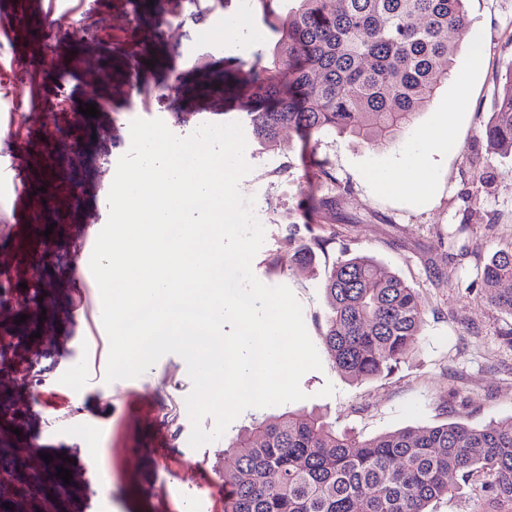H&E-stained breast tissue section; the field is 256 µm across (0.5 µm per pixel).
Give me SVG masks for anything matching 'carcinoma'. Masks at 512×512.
<instances>
[{
  "label": "carcinoma",
  "instance_id": "1",
  "mask_svg": "<svg viewBox=\"0 0 512 512\" xmlns=\"http://www.w3.org/2000/svg\"><path fill=\"white\" fill-rule=\"evenodd\" d=\"M276 35L272 55L224 63V86L248 84L253 140L282 146L295 131L305 176L318 186L307 208L331 212L341 184L317 156L324 134L367 147L400 140L448 82L469 23L464 0H295L285 16L259 0ZM498 85L482 137L512 156V64ZM336 231L311 234L290 261L311 267ZM500 313L512 318V245L492 251L478 273ZM329 305L322 341L354 381L390 374L416 349L423 312L402 278L363 255H345L324 280ZM224 471V512H433L452 493L449 477L483 478L491 504H512V416L474 427L459 421L374 438L338 432L316 412L288 410L237 436Z\"/></svg>",
  "mask_w": 512,
  "mask_h": 512
}]
</instances>
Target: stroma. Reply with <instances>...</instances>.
<instances>
[{"instance_id":"stroma-1","label":"stroma","mask_w":512,"mask_h":512,"mask_svg":"<svg viewBox=\"0 0 512 512\" xmlns=\"http://www.w3.org/2000/svg\"><path fill=\"white\" fill-rule=\"evenodd\" d=\"M208 10L193 22L197 7ZM172 24L130 21L107 27V18L131 13L130 0H0V59L26 55L35 64L28 74L7 69L0 95L12 98L19 81L32 87L31 106L45 118V126H25L20 138L29 158H39L49 143L73 144L72 115L87 101L88 70L74 66V44L54 45V68L38 63L27 26L42 27L64 21L78 25L97 15L104 22L95 33L106 54L119 57L139 47V33H150V55L167 59L166 71L155 85L139 88L115 77L94 120L103 137L86 144L87 155L66 172L65 192L80 199L62 238L64 264L57 272L56 296L66 314L51 340L31 347L9 330L11 300L0 303V390L22 416L21 433L0 426V442L36 447L41 455L33 467L15 472L0 485V501L19 504L27 512H183L186 493H193V512H224L223 470L233 465L225 450L233 437L252 421L272 415V408L245 410L215 442L191 447L192 424L178 413L180 397L190 394L192 381L184 359L163 356L144 374L106 382L107 354L96 351L106 331L77 295L73 281L83 280L86 293L99 297L92 273H78L76 256L87 232L86 213L98 216L97 227L109 217L108 193L119 158L131 143L134 119H161L176 136L186 137L205 123L245 122L246 96L226 104L223 113L199 111L198 99L185 95L183 81H201L217 74L224 59L270 53L275 35L259 0H173ZM472 31L481 36L484 64L471 65V42L460 41L453 75L441 88L413 131L395 147H365L337 134L321 136L319 157L329 161L343 189L336 194L335 213L315 217L318 227L338 232L328 253L318 255L314 268L289 260L286 215L310 193L297 168L295 133L283 130V148L261 149L248 142L245 158L251 172L240 191L255 197L254 213L265 228L264 242L252 260L255 277L269 286H288L303 307V320L314 345L329 307L323 282L343 251L372 257L415 289L423 311L418 349L387 376L355 382L343 376L327 351L319 353L322 368L305 373L298 401L301 409L316 410L337 430L371 438L388 432L430 426L458 419L471 426L512 416V345L501 334L507 318L491 305L489 293L477 279L481 259L452 258L448 234L457 225L468 227L474 243L491 250L512 243V156L488 157L480 131L493 108L497 80L512 60V0H465ZM237 25L235 36L219 32L209 38L212 14ZM196 50L185 61L187 47ZM448 123L459 143L454 153L423 150L424 131ZM426 170L430 178L420 192L380 188L375 173L395 171L406 161ZM488 166L490 183L473 182V171ZM34 205L15 197L11 209L0 208V263L21 268L17 228L28 223ZM39 369L45 380L32 391L19 379L22 365ZM83 381L72 388L66 381L73 368ZM75 419L95 432L94 448L66 429L49 430L48 420ZM73 459L70 484L53 490L45 486L44 455ZM205 467H196V460Z\"/></svg>"}]
</instances>
